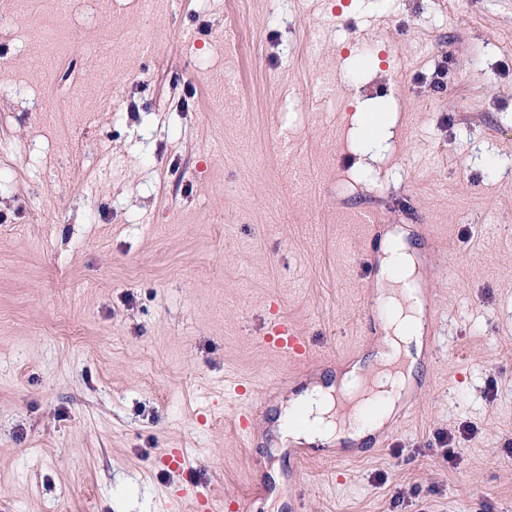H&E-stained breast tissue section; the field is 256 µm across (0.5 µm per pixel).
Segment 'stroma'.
<instances>
[{
  "instance_id": "obj_1",
  "label": "stroma",
  "mask_w": 512,
  "mask_h": 512,
  "mask_svg": "<svg viewBox=\"0 0 512 512\" xmlns=\"http://www.w3.org/2000/svg\"><path fill=\"white\" fill-rule=\"evenodd\" d=\"M104 2L0 29V512H168L165 448L253 512H512V0ZM360 205L428 284V382L373 454L274 450L319 361L377 346ZM281 315L315 365L262 345ZM228 380L284 383L255 448Z\"/></svg>"
}]
</instances>
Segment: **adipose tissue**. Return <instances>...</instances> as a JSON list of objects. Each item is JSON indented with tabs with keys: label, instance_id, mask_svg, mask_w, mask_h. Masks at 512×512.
<instances>
[{
	"label": "adipose tissue",
	"instance_id": "ef3b65f1",
	"mask_svg": "<svg viewBox=\"0 0 512 512\" xmlns=\"http://www.w3.org/2000/svg\"><path fill=\"white\" fill-rule=\"evenodd\" d=\"M384 254L386 278L381 285L382 299L390 306L392 314L386 322L388 336L383 340V349L366 360L367 365L380 370L373 395L381 399L382 406L359 424L335 420L330 415L331 389L313 384L293 396L278 417L283 423L296 413L305 415L306 425L284 433L292 443L338 445L358 442L368 433L382 428L411 380L416 362L412 349L419 346L422 331V309L411 281L414 260L405 245L393 240L385 244Z\"/></svg>",
	"mask_w": 512,
	"mask_h": 512
}]
</instances>
